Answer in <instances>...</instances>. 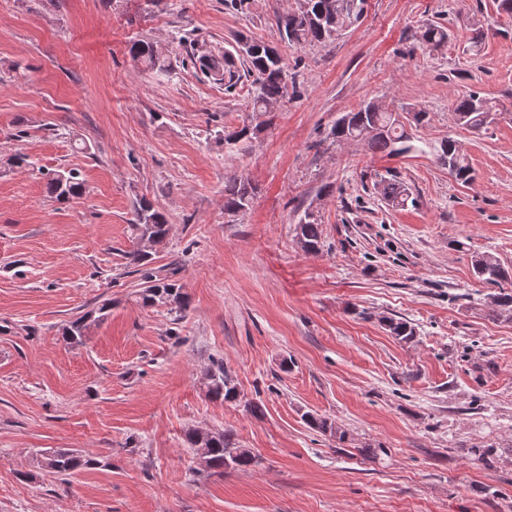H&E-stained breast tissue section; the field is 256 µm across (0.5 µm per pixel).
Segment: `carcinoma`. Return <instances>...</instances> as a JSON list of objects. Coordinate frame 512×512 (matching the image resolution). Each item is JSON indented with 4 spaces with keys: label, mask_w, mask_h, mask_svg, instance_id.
Segmentation results:
<instances>
[{
    "label": "carcinoma",
    "mask_w": 512,
    "mask_h": 512,
    "mask_svg": "<svg viewBox=\"0 0 512 512\" xmlns=\"http://www.w3.org/2000/svg\"><path fill=\"white\" fill-rule=\"evenodd\" d=\"M365 0H294L291 7L278 19L282 40L293 45L307 43H327L338 37L342 31L358 22L364 14ZM448 28L440 23L422 25L418 40L428 48L437 49L448 43ZM239 43L252 46L253 51L245 52L246 75L252 77L249 94L254 115L267 116L285 95L288 84H296V71L301 61L288 64L278 49L264 42L240 38ZM132 58L150 69H162L160 57L155 47L144 41H138L130 47ZM205 73L224 72L227 74L226 90L235 88L240 75L235 62L224 57V62L215 58L201 57L191 59ZM493 106L481 96V92L471 90L453 103L457 122L464 128L480 130L488 125L487 116ZM429 113L418 111L403 116L390 112L377 102L370 101L340 118L330 131L334 141H362L373 152L388 156H400L415 150L411 128H417L428 122ZM254 135V127L243 125L240 128L224 131V143L237 144ZM436 162L448 170L455 181L466 186L474 180L473 170L465 154L461 152L457 141L445 139L433 147ZM383 199L393 207H403L411 198L409 187L391 174L382 176L375 183ZM47 195L58 201H68L79 197L85 191L80 174L69 171L45 173ZM254 188L248 179L230 176L224 182V211L228 214L243 211L253 200ZM136 248L128 253L130 263L137 266L142 280L141 299L145 306H163L168 313L180 319L190 306L189 297L174 279L177 269L160 275L149 267L152 262V250L163 242L170 233V224L165 212L146 198L140 199L134 206L132 222ZM295 236L301 248L308 254L321 250L322 228L314 214L306 211L295 224ZM472 267L476 276L486 284L497 287L490 295V301L500 312L512 315V271L505 267L491 253L474 256ZM111 303L105 302L97 309V314L82 315L63 328V336L72 343L83 342L87 335L89 322L101 321L109 311ZM385 329L401 341H411L416 336L415 328L407 321L393 317L381 318ZM206 395L215 401L235 403L240 399V391L233 377L224 370V362L215 364L206 373ZM304 420L314 431L330 434L339 441L345 440V432L339 430L326 418L311 413L304 414ZM185 442L190 448L205 450L204 469L247 470L256 464V455L248 448H242L235 442L234 434L229 430H218L200 437L197 431L190 429L185 434ZM36 468L51 474L69 476L91 465V460L66 448L50 452L48 462L34 461Z\"/></svg>",
    "instance_id": "cac0c4a2"
}]
</instances>
